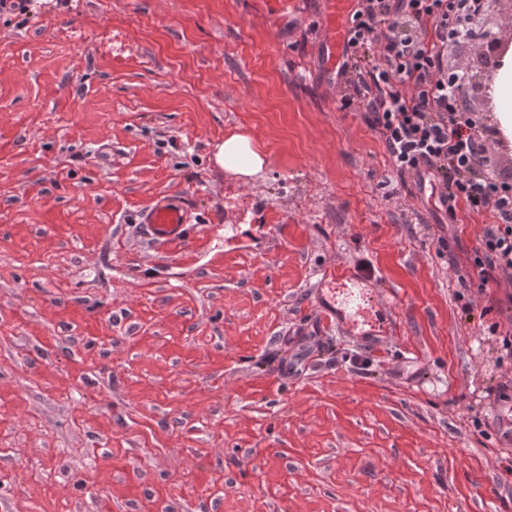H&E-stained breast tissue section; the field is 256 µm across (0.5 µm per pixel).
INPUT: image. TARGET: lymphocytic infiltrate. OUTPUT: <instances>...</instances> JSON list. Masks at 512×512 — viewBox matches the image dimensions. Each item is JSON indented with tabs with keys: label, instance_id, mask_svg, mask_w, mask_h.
<instances>
[{
	"label": "lymphocytic infiltrate",
	"instance_id": "1",
	"mask_svg": "<svg viewBox=\"0 0 512 512\" xmlns=\"http://www.w3.org/2000/svg\"><path fill=\"white\" fill-rule=\"evenodd\" d=\"M483 0H355L341 77L364 106L399 175L430 182L455 215L459 203L489 213L473 265L481 283L512 274V183L484 170V139L462 88H449L442 49ZM379 62L360 69L361 53Z\"/></svg>",
	"mask_w": 512,
	"mask_h": 512
}]
</instances>
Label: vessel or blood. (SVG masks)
Wrapping results in <instances>:
<instances>
[{"instance_id":"vessel-or-blood-1","label":"vessel or blood","mask_w":512,"mask_h":512,"mask_svg":"<svg viewBox=\"0 0 512 512\" xmlns=\"http://www.w3.org/2000/svg\"><path fill=\"white\" fill-rule=\"evenodd\" d=\"M349 0H335L334 8L322 18L327 36L319 45V55L325 73L339 77L344 62L347 28L341 19L342 8ZM192 212L183 197L160 193L138 214L141 233L161 247L178 245L187 239V226Z\"/></svg>"}]
</instances>
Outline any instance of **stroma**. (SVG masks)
<instances>
[{"instance_id":"35a3bbf8","label":"stroma","mask_w":512,"mask_h":512,"mask_svg":"<svg viewBox=\"0 0 512 512\" xmlns=\"http://www.w3.org/2000/svg\"><path fill=\"white\" fill-rule=\"evenodd\" d=\"M323 0L0 12V512H512V275L321 68ZM248 133L267 163L211 160ZM160 192L195 214L160 248ZM361 278L373 325L322 304ZM192 212L181 196L160 193L138 214L141 233L161 247L178 245L187 239Z\"/></svg>"}]
</instances>
